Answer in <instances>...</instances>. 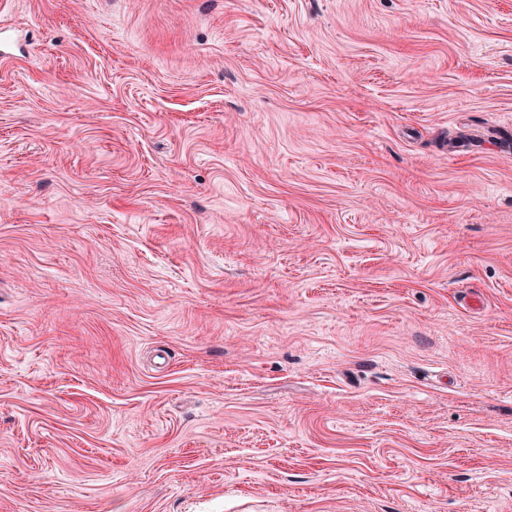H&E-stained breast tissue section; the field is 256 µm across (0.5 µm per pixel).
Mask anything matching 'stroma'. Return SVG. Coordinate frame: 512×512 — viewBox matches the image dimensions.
Wrapping results in <instances>:
<instances>
[{"instance_id":"stroma-1","label":"stroma","mask_w":512,"mask_h":512,"mask_svg":"<svg viewBox=\"0 0 512 512\" xmlns=\"http://www.w3.org/2000/svg\"><path fill=\"white\" fill-rule=\"evenodd\" d=\"M0 30V512H512V0Z\"/></svg>"}]
</instances>
